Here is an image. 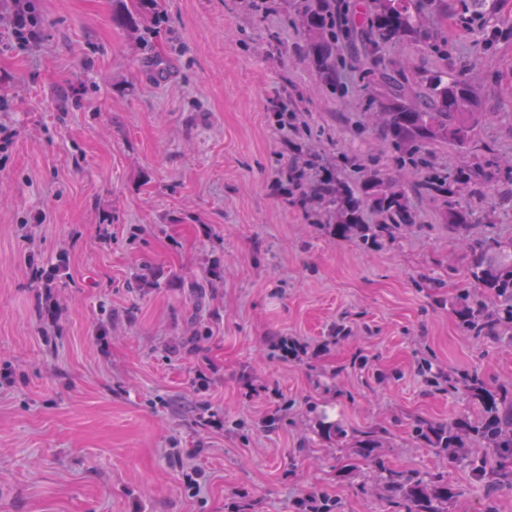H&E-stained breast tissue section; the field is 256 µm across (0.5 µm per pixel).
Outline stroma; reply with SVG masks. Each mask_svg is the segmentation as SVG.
Segmentation results:
<instances>
[{"instance_id":"1","label":"stroma","mask_w":512,"mask_h":512,"mask_svg":"<svg viewBox=\"0 0 512 512\" xmlns=\"http://www.w3.org/2000/svg\"><path fill=\"white\" fill-rule=\"evenodd\" d=\"M40 41L0 51V512H406L350 441L382 427L393 468L442 472L451 512H512V489L478 483L417 438L467 400L442 372L512 381V343L463 332L450 299L461 249L442 210L366 251L315 224L283 185L294 153L397 169L367 124L371 75L346 67L328 94L305 57L294 0H158L161 21L117 26L118 0H34ZM462 0L425 22L438 48L405 40L381 68L465 72L483 110L467 154L497 175L512 160V0L462 29ZM59 266L51 283L34 267ZM306 343L293 360L277 337ZM223 425L202 426L204 410ZM204 470L198 497L186 464Z\"/></svg>"}]
</instances>
